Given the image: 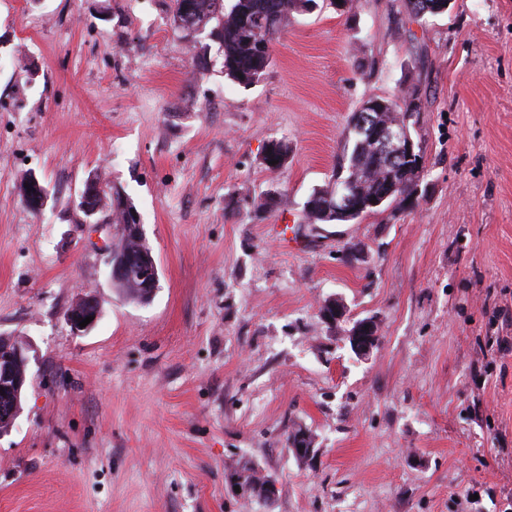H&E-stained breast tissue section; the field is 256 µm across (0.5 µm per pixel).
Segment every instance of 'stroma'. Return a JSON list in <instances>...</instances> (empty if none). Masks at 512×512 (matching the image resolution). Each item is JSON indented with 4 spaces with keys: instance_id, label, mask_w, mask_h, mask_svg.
I'll return each instance as SVG.
<instances>
[{
    "instance_id": "1",
    "label": "stroma",
    "mask_w": 512,
    "mask_h": 512,
    "mask_svg": "<svg viewBox=\"0 0 512 512\" xmlns=\"http://www.w3.org/2000/svg\"><path fill=\"white\" fill-rule=\"evenodd\" d=\"M317 4L247 86L172 0H0V336L29 356L0 512H512V0L419 22L406 0ZM412 85L418 206L283 246L348 116ZM94 173L141 217L148 304L113 288V230L77 207ZM88 289L101 316L77 335ZM369 316L361 358L344 329ZM236 461L273 501L232 492ZM101 315V308L96 296L93 293L81 296L67 311L66 320L71 330L75 334H80L91 329ZM92 316L93 320L85 327H80L79 323L86 317Z\"/></svg>"
}]
</instances>
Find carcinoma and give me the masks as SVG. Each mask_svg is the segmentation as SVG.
Returning <instances> with one entry per match:
<instances>
[{
  "label": "carcinoma",
  "mask_w": 512,
  "mask_h": 512,
  "mask_svg": "<svg viewBox=\"0 0 512 512\" xmlns=\"http://www.w3.org/2000/svg\"><path fill=\"white\" fill-rule=\"evenodd\" d=\"M312 0H232L230 6L224 0H174L173 22L190 36L199 29H209V35L217 42L223 57L224 76L239 84L257 82L273 61L272 46L275 36L282 31L293 14L307 12ZM409 15L420 19L447 13L451 9L448 0H407ZM358 111L371 114L381 123L400 121L416 132L419 121V97L417 87L405 89L395 99L373 97L362 102ZM369 128L349 125L342 149L341 173L336 178L350 186L351 194L358 199L364 215L383 213L388 209L402 211L407 197L414 194L417 183L406 174L404 162H390L377 156L370 141ZM288 159V145L275 141L269 156L263 159L267 170H279ZM101 211L111 214L114 224L126 223V214L133 205L115 192L100 189ZM331 185L313 189L304 205L307 222L330 221L325 212ZM380 199L382 203L374 205ZM115 249H133L152 257L150 248L137 242L130 235H120L113 245ZM256 469L247 464L233 468V474L251 485L250 496L270 501L275 496L265 482L255 481Z\"/></svg>",
  "instance_id": "cac0c4a2"
}]
</instances>
